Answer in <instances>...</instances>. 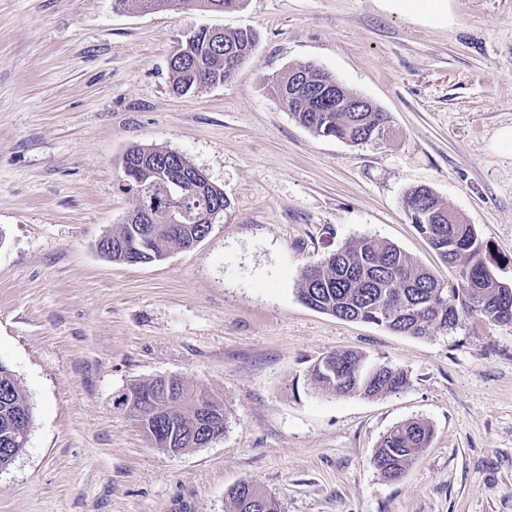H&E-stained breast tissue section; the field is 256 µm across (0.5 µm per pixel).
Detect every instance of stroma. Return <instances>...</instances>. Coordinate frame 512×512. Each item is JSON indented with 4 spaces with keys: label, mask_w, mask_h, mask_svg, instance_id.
<instances>
[{
    "label": "stroma",
    "mask_w": 512,
    "mask_h": 512,
    "mask_svg": "<svg viewBox=\"0 0 512 512\" xmlns=\"http://www.w3.org/2000/svg\"><path fill=\"white\" fill-rule=\"evenodd\" d=\"M435 22L394 0H0V363L33 408L0 471V512H228L248 481L281 512H512V322L473 317L429 338L308 307L307 268L358 236L455 278L406 215L426 186L472 224L512 283V0H447ZM253 29L226 83L172 88L200 27ZM315 65L387 112L390 138L314 135L273 87ZM171 148L230 205L193 249L153 263L102 256L135 200L131 147ZM356 351L402 369L396 394L320 391L312 365ZM178 376L224 404L223 436L170 454L115 399ZM429 448L397 482L371 460L396 425Z\"/></svg>",
    "instance_id": "1"
}]
</instances>
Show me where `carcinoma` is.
Instances as JSON below:
<instances>
[{"label":"carcinoma","instance_id":"cac0c4a2","mask_svg":"<svg viewBox=\"0 0 512 512\" xmlns=\"http://www.w3.org/2000/svg\"><path fill=\"white\" fill-rule=\"evenodd\" d=\"M172 0H114V6L132 13L153 11ZM257 37L247 29L219 31L202 28L181 43L171 57L169 69L174 89L181 93H197L202 89L231 79L225 70L227 54L242 64L253 53ZM288 76L276 84V95L284 108L300 125L319 137L334 138L351 145L373 141L388 128V113L377 108L373 112H341L332 107L307 104L300 99L284 97ZM145 160L123 169L121 190L138 196L140 187L149 185L154 196L165 198L171 171L193 172V164L183 154L170 149L132 147L129 157ZM181 194L192 198V204L204 205L221 200L229 207L224 191L205 187L203 195L193 196L189 183ZM404 207L417 230L423 234L441 261L459 267L454 281L439 278L432 270L402 252L397 246L371 237L354 238L330 253L324 261L303 277L299 294L308 306L342 320L363 321L384 326L394 333L426 338L439 331L462 326L473 316L495 320H512V283L499 280L491 259L472 225L448 210L430 190L414 187L404 199ZM151 236L150 253L161 257L172 248L189 246L207 235L204 224H182L174 229L166 224H120L112 230V241L104 243L107 256L114 262H125L128 249L138 246L142 233ZM336 372L324 376L312 368L314 381L324 391L339 395L378 396L399 393L409 386L407 374L396 367H378L359 353L343 351L326 356ZM157 398L155 415L142 416L137 426L154 447L201 448L211 442L196 431L198 405L212 410L216 434L224 432V406L206 392L187 381L178 385L181 401L163 394L158 381L134 384L121 395L117 404L133 413L139 406L132 395ZM31 426L33 412L28 397L16 375L0 365V470L11 465L8 449L14 447V430L18 422ZM432 429L423 420H412L395 426L383 438L372 458L374 469L383 478L402 477L413 459L428 447Z\"/></svg>","mask_w":512,"mask_h":512}]
</instances>
